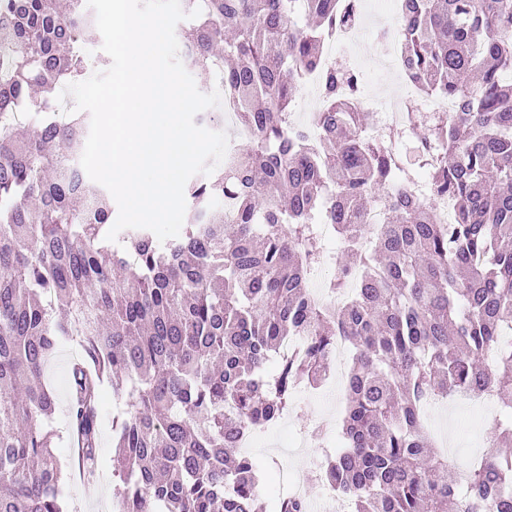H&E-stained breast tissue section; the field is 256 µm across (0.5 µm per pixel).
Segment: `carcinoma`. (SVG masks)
<instances>
[{"instance_id":"cac0c4a2","label":"carcinoma","mask_w":512,"mask_h":512,"mask_svg":"<svg viewBox=\"0 0 512 512\" xmlns=\"http://www.w3.org/2000/svg\"><path fill=\"white\" fill-rule=\"evenodd\" d=\"M185 61L219 74L236 119L253 130L238 164L187 190L184 234L161 243L126 229L111 243L108 194L85 179V117L59 90L95 64L86 0H0L12 31L0 59V512H64L62 469L44 420L42 382L63 341L82 338L71 370L70 467L99 469L104 381L112 418L113 512H264L262 474L241 437L288 412L352 343L344 448L326 463L352 512H512V0H401L402 53L426 91L458 102L443 120L414 111L404 133L443 224L415 195L392 196L396 161L362 137L348 99L359 77L325 74L317 142L288 127L296 69L322 60L323 35L358 20L357 0H181ZM390 198L382 226L365 213ZM344 246L332 254L322 224ZM329 264L348 301L316 304L304 282ZM306 333L305 351L281 352ZM277 358L279 368L265 373ZM469 391L498 399L503 421L469 468L472 497L448 482L422 410Z\"/></svg>"}]
</instances>
